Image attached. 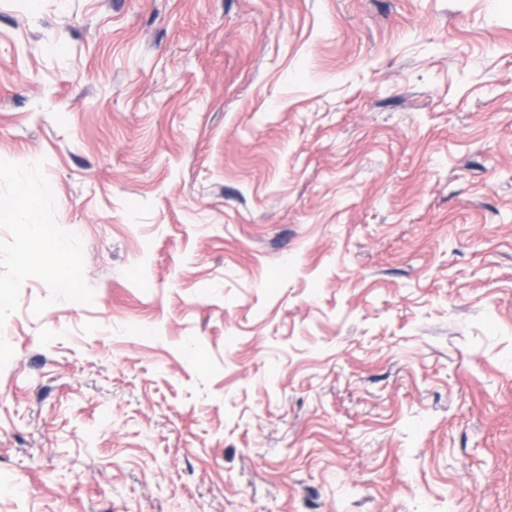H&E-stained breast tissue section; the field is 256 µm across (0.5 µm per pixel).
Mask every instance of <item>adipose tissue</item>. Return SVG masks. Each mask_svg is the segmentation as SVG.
<instances>
[{"label":"adipose tissue","instance_id":"adipose-tissue-1","mask_svg":"<svg viewBox=\"0 0 512 512\" xmlns=\"http://www.w3.org/2000/svg\"><path fill=\"white\" fill-rule=\"evenodd\" d=\"M31 193L26 185H19L16 192L9 197L0 198V214L24 215L27 246L20 253L21 264L46 258L50 261L52 272L59 278H67L71 271L72 261L66 245L59 240H48L38 224L31 219L33 210L30 206Z\"/></svg>","mask_w":512,"mask_h":512}]
</instances>
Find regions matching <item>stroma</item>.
Returning a JSON list of instances; mask_svg holds the SVG:
<instances>
[{
	"label": "stroma",
	"mask_w": 512,
	"mask_h": 512,
	"mask_svg": "<svg viewBox=\"0 0 512 512\" xmlns=\"http://www.w3.org/2000/svg\"><path fill=\"white\" fill-rule=\"evenodd\" d=\"M0 512H512V0H0ZM31 193L24 183H19L17 191L9 197L0 198V214L31 216L33 209L30 207ZM25 228L27 246L19 255L22 265L48 258L52 272L61 279L67 278L71 271L72 261L66 245L59 240H48L42 234L38 224L31 219L21 223Z\"/></svg>",
	"instance_id": "35a3bbf8"
}]
</instances>
